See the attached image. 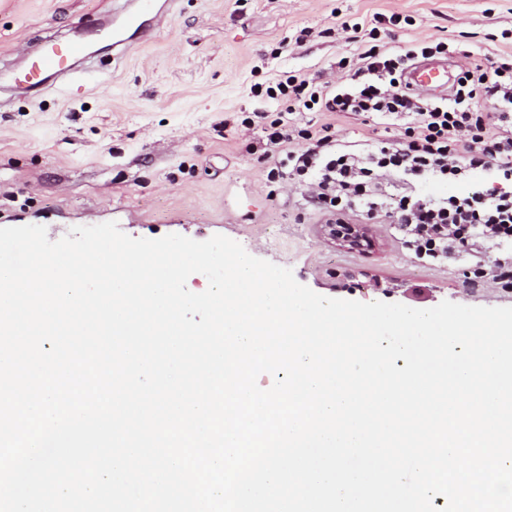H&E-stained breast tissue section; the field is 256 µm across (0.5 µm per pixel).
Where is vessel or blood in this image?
Segmentation results:
<instances>
[{"label":"vessel or blood","mask_w":512,"mask_h":512,"mask_svg":"<svg viewBox=\"0 0 512 512\" xmlns=\"http://www.w3.org/2000/svg\"><path fill=\"white\" fill-rule=\"evenodd\" d=\"M168 12L167 6L157 5L155 0H139L135 11L113 19L112 23L97 19L87 26L90 35L111 34L114 61L123 60L132 47L154 35L160 29ZM86 43L83 39H71L64 43L50 42L24 72L23 77L29 91L39 94L51 88L58 80L74 77L77 60L85 58ZM448 83L447 73L438 68H416L409 74L411 91L421 88L439 89Z\"/></svg>","instance_id":"vessel-or-blood-1"}]
</instances>
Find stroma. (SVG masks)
Masks as SVG:
<instances>
[{
    "instance_id": "35a3bbf8",
    "label": "stroma",
    "mask_w": 512,
    "mask_h": 512,
    "mask_svg": "<svg viewBox=\"0 0 512 512\" xmlns=\"http://www.w3.org/2000/svg\"><path fill=\"white\" fill-rule=\"evenodd\" d=\"M115 2L0 0V227L42 225L52 241L109 221L134 238L220 234L325 297L512 307V288H464L466 258L441 267L412 258L392 225H375L374 253L337 246L300 197L274 193L247 132L226 123L279 112L277 101L252 94L254 84L287 74L336 81L338 61L363 49L337 19L399 17L383 39L395 50L436 40L474 57L512 54L499 37L512 29V0H175L163 28L124 62L104 48L83 63L77 85L31 98L14 79L28 55L111 18ZM362 269L379 288L356 287Z\"/></svg>"
}]
</instances>
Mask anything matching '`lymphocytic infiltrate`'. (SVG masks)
<instances>
[{
  "mask_svg": "<svg viewBox=\"0 0 512 512\" xmlns=\"http://www.w3.org/2000/svg\"><path fill=\"white\" fill-rule=\"evenodd\" d=\"M443 42L398 53L372 45L337 83L320 85L291 75L267 87L282 100L286 118L262 125L250 142L269 164L267 178L299 191L327 224H395L402 246L418 261L440 265L456 256L477 270L465 285L512 282V55L472 57L461 66L451 101L430 102L409 91L403 75L416 54L444 53ZM496 101L494 113L474 106L478 95ZM331 112L385 121L397 134L377 138L368 130L354 142L332 124L300 126L301 112ZM481 173V187L470 178ZM427 182L459 186L435 196ZM498 258H488L491 250Z\"/></svg>",
  "mask_w": 512,
  "mask_h": 512,
  "instance_id": "f902f5d3",
  "label": "lymphocytic infiltrate"
}]
</instances>
